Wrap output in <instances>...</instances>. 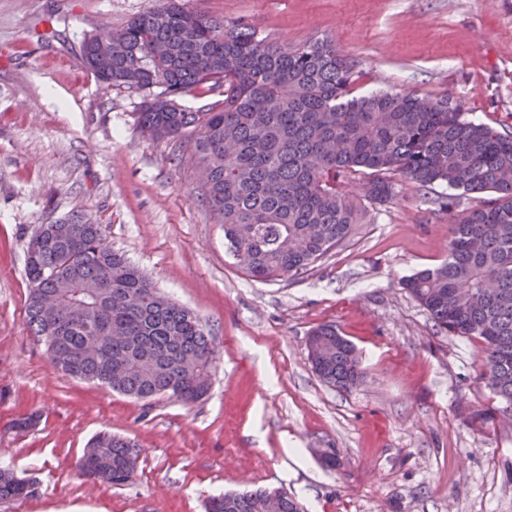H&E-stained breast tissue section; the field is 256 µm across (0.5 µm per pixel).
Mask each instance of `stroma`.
Here are the masks:
<instances>
[{
	"mask_svg": "<svg viewBox=\"0 0 512 512\" xmlns=\"http://www.w3.org/2000/svg\"><path fill=\"white\" fill-rule=\"evenodd\" d=\"M159 3L0 0V468L32 486L0 512H205L213 495L257 488L306 512H512V419L481 378L482 343L437 332L403 286L448 256L440 188L397 178L395 197L308 271L252 280L225 250L195 160L174 163L136 124L141 94L83 64L84 37ZM186 3L279 45L332 38L355 94L448 96L512 135V0ZM75 214L206 326L218 356L204 398L136 400L50 365L26 324V245ZM326 323L356 347L351 390L325 385L308 358ZM100 431L137 441L132 482L76 469Z\"/></svg>",
	"mask_w": 512,
	"mask_h": 512,
	"instance_id": "35a3bbf8",
	"label": "stroma"
}]
</instances>
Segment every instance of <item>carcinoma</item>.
Here are the masks:
<instances>
[{"mask_svg":"<svg viewBox=\"0 0 512 512\" xmlns=\"http://www.w3.org/2000/svg\"><path fill=\"white\" fill-rule=\"evenodd\" d=\"M120 50L98 61L82 42L86 68L108 85L143 95L138 124L179 149L193 142L205 164L202 199L224 227L230 252L256 281L307 270L362 223L367 206L395 195L396 175L419 188L442 186L495 198L449 224L448 260L420 270L404 288L437 329L483 342V379L512 409V135L464 117L446 97L378 91L351 95L353 65L329 38L273 44L245 22H224L162 0L112 30ZM220 96L198 110L178 99ZM360 179L358 201L344 190ZM28 240V328L57 369L138 399L192 403L206 395L216 349L189 310L162 296L100 224L73 215L42 224ZM326 384L349 390L361 379L354 344L333 325L307 337ZM130 439L95 436L76 462L105 484L135 475ZM29 483L0 469V501L28 496ZM207 512H304L279 489L226 493Z\"/></svg>","mask_w":512,"mask_h":512,"instance_id":"carcinoma-1","label":"carcinoma"}]
</instances>
